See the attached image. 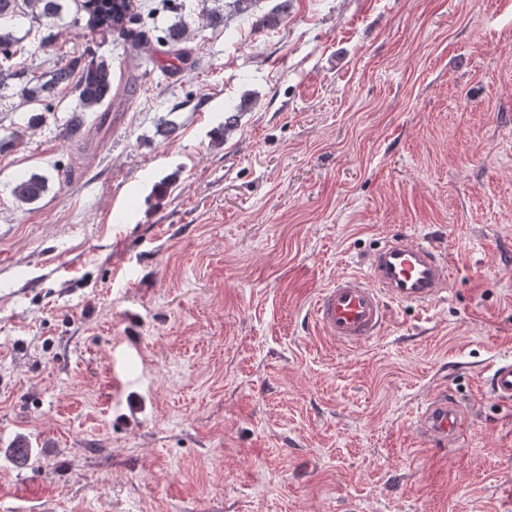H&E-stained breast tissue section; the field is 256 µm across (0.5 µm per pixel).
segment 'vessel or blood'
<instances>
[{
  "label": "vessel or blood",
  "instance_id": "vessel-or-blood-1",
  "mask_svg": "<svg viewBox=\"0 0 512 512\" xmlns=\"http://www.w3.org/2000/svg\"><path fill=\"white\" fill-rule=\"evenodd\" d=\"M448 278L444 249L394 235L367 257L365 273L343 276L324 289L314 314L327 335L354 347L378 334L390 305L429 303L446 292ZM491 392L499 401L512 403V363L495 368ZM468 422L466 407L442 388L418 408L414 424L430 446L442 451L458 445Z\"/></svg>",
  "mask_w": 512,
  "mask_h": 512
}]
</instances>
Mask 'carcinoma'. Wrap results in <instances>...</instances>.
I'll use <instances>...</instances> for the list:
<instances>
[{"mask_svg": "<svg viewBox=\"0 0 512 512\" xmlns=\"http://www.w3.org/2000/svg\"><path fill=\"white\" fill-rule=\"evenodd\" d=\"M120 3V13L112 15H91L90 25L101 38L123 37L127 34L130 13L127 4L130 0H112ZM291 0L280 2L267 14L255 21V27L263 29L278 24L288 15ZM64 0H0V88L6 81L19 83V95L26 104L43 103L50 106L60 87L74 86L77 93V105L74 115L66 129V134L75 136L81 133L84 113L98 112L112 101V61L91 53L66 60L47 72H37L30 67L16 68L6 61L18 52L20 39L16 36L15 22L26 19L29 29L37 32L38 43L42 50L53 49L56 44L55 29L62 20ZM187 24L184 21L170 26L164 40L169 46H175L185 40ZM47 189V178L38 174L21 175L16 180L11 193L20 204H29L38 200ZM9 457L18 467L27 465L33 449L17 441L6 448Z\"/></svg>", "mask_w": 512, "mask_h": 512, "instance_id": "carcinoma-1", "label": "carcinoma"}]
</instances>
